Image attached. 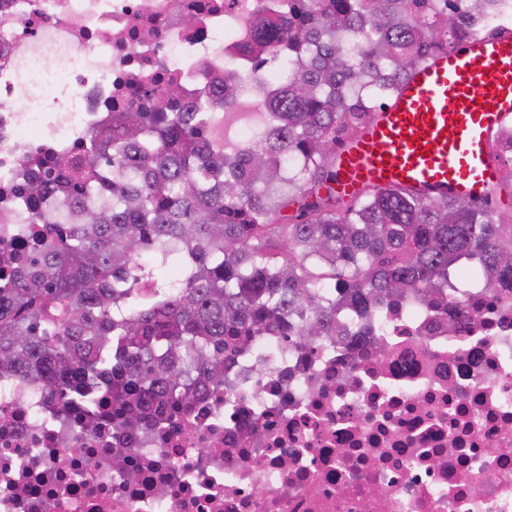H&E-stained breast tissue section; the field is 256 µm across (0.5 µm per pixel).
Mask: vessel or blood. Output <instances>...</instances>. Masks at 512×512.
<instances>
[{"mask_svg":"<svg viewBox=\"0 0 512 512\" xmlns=\"http://www.w3.org/2000/svg\"><path fill=\"white\" fill-rule=\"evenodd\" d=\"M512 119V39L477 37L416 68L337 155L338 195L367 187L484 198L492 132Z\"/></svg>","mask_w":512,"mask_h":512,"instance_id":"obj_1","label":"vessel or blood"}]
</instances>
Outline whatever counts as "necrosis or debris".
Instances as JSON below:
<instances>
[{"label": "necrosis or debris", "mask_w": 512, "mask_h": 512, "mask_svg": "<svg viewBox=\"0 0 512 512\" xmlns=\"http://www.w3.org/2000/svg\"><path fill=\"white\" fill-rule=\"evenodd\" d=\"M255 0H0V242L87 132L247 70ZM63 98L41 112L34 99ZM0 375V512H512V282L388 302L371 328L256 338L224 383L119 429ZM127 457L115 466L116 449Z\"/></svg>", "instance_id": "necrosis-or-debris-1"}]
</instances>
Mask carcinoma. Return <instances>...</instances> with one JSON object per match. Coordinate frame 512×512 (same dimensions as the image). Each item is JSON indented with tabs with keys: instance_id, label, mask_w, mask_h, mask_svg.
I'll use <instances>...</instances> for the list:
<instances>
[{
	"instance_id": "obj_1",
	"label": "carcinoma",
	"mask_w": 512,
	"mask_h": 512,
	"mask_svg": "<svg viewBox=\"0 0 512 512\" xmlns=\"http://www.w3.org/2000/svg\"><path fill=\"white\" fill-rule=\"evenodd\" d=\"M460 0H291L257 13L254 37L290 60L269 86L257 66L224 71V111L202 100L177 112L174 88L85 136L84 167L106 171L110 201L76 191L57 223L33 216L49 245L14 278L0 269V370L57 399L110 391L125 427L156 403L224 383L226 360L253 336L302 344L342 335L339 312L362 318L386 299L448 288L460 262L512 280V210L399 188L336 194V130L359 132L461 25ZM357 32L354 55L339 33ZM263 107L254 141L227 128ZM293 208L290 214L285 213ZM182 288L144 282L170 262Z\"/></svg>"
}]
</instances>
